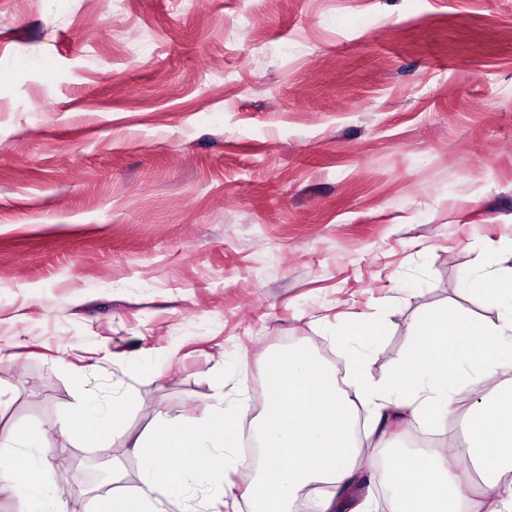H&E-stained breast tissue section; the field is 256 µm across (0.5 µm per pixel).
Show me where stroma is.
Masks as SVG:
<instances>
[{
    "label": "stroma",
    "instance_id": "35a3bbf8",
    "mask_svg": "<svg viewBox=\"0 0 512 512\" xmlns=\"http://www.w3.org/2000/svg\"><path fill=\"white\" fill-rule=\"evenodd\" d=\"M512 265V0H0V434L38 428L68 512L130 438L263 412L298 344L388 377L463 271ZM132 393L122 436L65 418Z\"/></svg>",
    "mask_w": 512,
    "mask_h": 512
}]
</instances>
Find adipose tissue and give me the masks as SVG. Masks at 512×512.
I'll list each match as a JSON object with an SVG mask.
<instances>
[{
  "label": "adipose tissue",
  "mask_w": 512,
  "mask_h": 512,
  "mask_svg": "<svg viewBox=\"0 0 512 512\" xmlns=\"http://www.w3.org/2000/svg\"><path fill=\"white\" fill-rule=\"evenodd\" d=\"M460 288L496 306L497 322L462 309L431 310L417 324L408 355L382 383L368 380L359 351L350 356L343 385L336 367L313 348L269 356L260 470L242 492L251 512H292L317 484L327 491L314 497V512H338L336 498L348 492L359 468L372 470L390 490L392 512H470L473 470L490 512H512V267L465 273ZM465 392L476 400L466 412L467 446L460 451L432 448L381 463L375 442L350 426L363 411L376 422L393 416L438 429ZM235 413L219 391L199 424L170 419L138 436L132 451L143 466L139 484L102 500L99 512H167L187 488L223 479L235 465ZM120 424L93 406L69 417L63 431L93 447ZM52 462L41 434H0V494L20 496L25 512H67L65 491L44 479Z\"/></svg>",
  "instance_id": "1"
}]
</instances>
